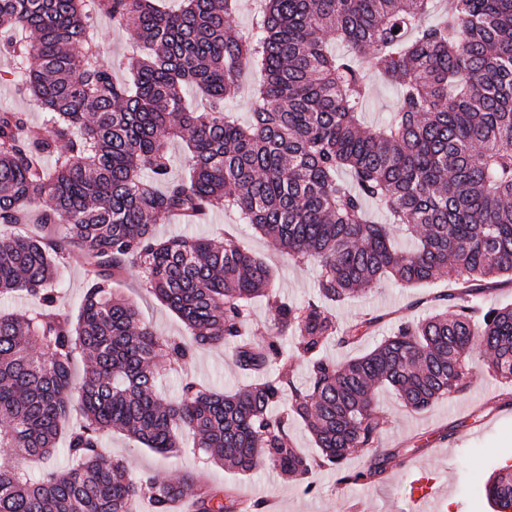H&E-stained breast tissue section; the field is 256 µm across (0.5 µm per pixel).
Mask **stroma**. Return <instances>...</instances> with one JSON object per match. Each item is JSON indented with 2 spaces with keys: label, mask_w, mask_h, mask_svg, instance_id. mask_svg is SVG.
Here are the masks:
<instances>
[{
  "label": "stroma",
  "mask_w": 512,
  "mask_h": 512,
  "mask_svg": "<svg viewBox=\"0 0 512 512\" xmlns=\"http://www.w3.org/2000/svg\"><path fill=\"white\" fill-rule=\"evenodd\" d=\"M99 50L112 65L116 79L127 75L126 55L134 41L133 31L113 27L109 18L95 20ZM156 232L168 238L175 235L223 237L236 232L243 244L264 258L274 271V285L284 297L296 301L319 298V267L316 263L294 264L269 239L251 225L240 223L232 212L209 214L201 224H182L176 219L159 217ZM461 283L456 277L440 275L434 281L409 288L386 278L365 293L348 299L337 310L340 321L355 323L367 316H381L378 328L358 348L329 347L331 359L343 360L367 351L392 335L401 319L425 317L437 308H445L441 296L454 292ZM58 305L62 312L77 315L86 290L84 259L76 248H69L61 260L56 279ZM114 293L133 301L143 321L164 335L184 336L188 329L165 303L146 293L140 286L138 271H128L112 282ZM214 392L232 393L250 382L236 366L230 347L197 346L186 371H166L157 388L162 398L177 399L186 377ZM469 386L460 395L438 400L427 410H408L389 389H377L374 403L388 420L379 445L399 449L401 462L393 464L384 481L340 489L336 468L325 466L314 474L312 490L285 479L267 463L261 462L246 475H238L211 462L191 447L158 454L119 432H111L103 446L112 456L124 459L132 476L149 473L162 480H174L186 473H203L217 487L236 488L245 497L276 501L279 512H411L408 488L419 470L435 479L441 495L436 512H492L482 496L485 482L498 467L512 463V409L497 404L500 387L492 377L483 353H474L468 375ZM434 429L445 434L442 443H428L425 433Z\"/></svg>",
  "instance_id": "35a3bbf8"
}]
</instances>
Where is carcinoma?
<instances>
[{
	"label": "carcinoma",
	"instance_id": "carcinoma-1",
	"mask_svg": "<svg viewBox=\"0 0 512 512\" xmlns=\"http://www.w3.org/2000/svg\"><path fill=\"white\" fill-rule=\"evenodd\" d=\"M237 0H0V51L13 82L45 112H0V224H20L44 199L42 224H65L87 261L77 320L55 308L63 250L37 228L0 236V294L24 291L37 306L0 313V448L22 461L47 457L60 426L71 464L31 482L0 465V512H257L233 488L134 478L101 448L126 431L151 450L193 447L239 473L264 461L304 480L369 453L343 483L384 477L399 450H378L386 424L379 387L421 412L467 389L476 350L512 385V305L485 307L477 288L442 296L451 314L408 321L361 356L334 362L326 349L357 345L371 317L343 326L331 305L385 276L408 286L460 271L474 281L512 278V0H265L254 32L232 29ZM132 28L117 80L101 58L94 18ZM35 63H30V59ZM398 90L395 112L366 126L371 94L360 62ZM260 74L246 124L224 111L244 68ZM183 139L187 178L171 177L167 141ZM234 210L297 263L318 262L321 302H288L265 261L230 233L161 238L151 221ZM413 242L403 250L395 238ZM136 268L143 288L176 311L188 336L141 322L112 279ZM274 310L273 335H247L252 300ZM223 343L254 382L216 394L185 381L157 392L159 363L182 367L197 345ZM308 382L296 383L294 355ZM85 364L76 384L73 364ZM302 422L321 454L293 443ZM493 512H512V465L483 487Z\"/></svg>",
	"mask_w": 512,
	"mask_h": 512
}]
</instances>
